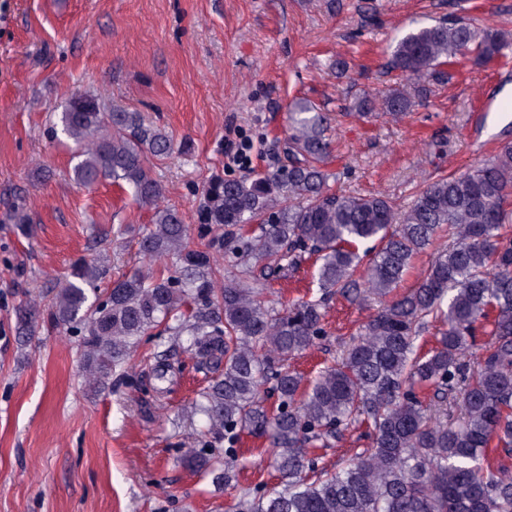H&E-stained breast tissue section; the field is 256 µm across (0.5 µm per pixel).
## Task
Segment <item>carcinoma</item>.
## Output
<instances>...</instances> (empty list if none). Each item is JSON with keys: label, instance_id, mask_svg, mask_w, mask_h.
<instances>
[{"label": "carcinoma", "instance_id": "carcinoma-1", "mask_svg": "<svg viewBox=\"0 0 512 512\" xmlns=\"http://www.w3.org/2000/svg\"><path fill=\"white\" fill-rule=\"evenodd\" d=\"M507 47L502 32L461 20L421 27L394 47L403 84L382 97V112L365 97L347 110L401 121L431 83L451 80L459 65L499 61ZM288 112L287 163L211 177L193 243L178 209L160 205L151 165L174 153L173 140L140 112L71 96L52 136L76 145V182L109 179L153 211L137 238L148 267L101 290L104 260L79 259L47 312L19 311L17 333L40 324L78 337L97 391L127 381L130 359L151 339L211 365L192 402L205 429L177 462L231 487L246 433L267 442L278 479L239 487L230 512H512V476L491 456L512 455V143L423 185L403 206L333 191L328 118L301 100ZM443 233L448 245L416 286L396 293ZM307 255L318 292L281 308L265 301V282ZM226 265L239 274L224 276ZM335 295L377 308L340 360L306 380L286 362L328 336ZM433 322L439 337L423 352L417 341ZM364 424L367 448L319 466L310 449L332 448Z\"/></svg>", "mask_w": 512, "mask_h": 512}]
</instances>
